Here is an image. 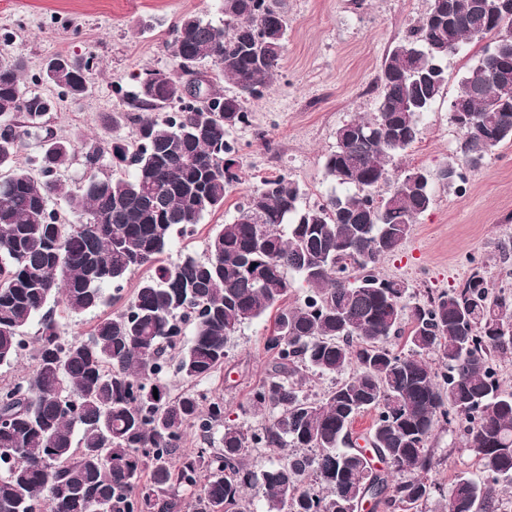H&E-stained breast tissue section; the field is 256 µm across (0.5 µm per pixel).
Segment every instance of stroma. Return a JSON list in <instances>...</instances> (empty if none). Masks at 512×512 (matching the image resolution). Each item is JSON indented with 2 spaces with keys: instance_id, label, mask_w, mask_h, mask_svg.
<instances>
[{
  "instance_id": "35a3bbf8",
  "label": "stroma",
  "mask_w": 512,
  "mask_h": 512,
  "mask_svg": "<svg viewBox=\"0 0 512 512\" xmlns=\"http://www.w3.org/2000/svg\"><path fill=\"white\" fill-rule=\"evenodd\" d=\"M280 5L289 22L280 73L261 99L248 102L251 126L232 134L240 146V182L223 208L174 242L168 261L204 256L216 225L232 221L244 196L264 178L288 175L304 190V203L326 199L335 184L326 177L324 162L337 128L373 116L376 78L386 56L427 14L431 0H280ZM186 13L216 25L224 20L220 0H0V56H22L31 76L56 55L89 61L92 89L83 99L59 96L46 83L37 90L56 100L47 122L58 137L75 141L94 135L107 141L132 129L128 122L117 130L110 124L113 112L125 108L121 88L146 69L176 71L169 29ZM482 49L473 43L449 56L445 93L425 115L395 176L414 167L437 171L459 154L462 136L450 120L449 103ZM260 131L265 140H257ZM433 191L432 207L415 219L401 250L380 260L377 274L407 282L420 298L456 287L479 266L494 290L512 293V143L467 170L460 188L437 184ZM271 324L266 316L238 331L223 371L196 385L223 397L225 408L252 427L262 418L242 407L266 373L264 337ZM430 446L438 461L433 477L442 486L474 471L447 426L437 428Z\"/></svg>"
}]
</instances>
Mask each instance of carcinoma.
Instances as JSON below:
<instances>
[{"mask_svg":"<svg viewBox=\"0 0 512 512\" xmlns=\"http://www.w3.org/2000/svg\"><path fill=\"white\" fill-rule=\"evenodd\" d=\"M222 11L221 25L192 14L174 23L178 73L134 76L123 93L130 112L112 114V129L133 128L105 144L55 137L46 128L54 99L26 87L21 59L0 57V367L28 353L35 361L30 375L0 386V512H177L185 495L192 512H250L256 489L267 512H357L366 498L385 512H426L431 502L434 512H503L496 486L512 485V388L495 358L512 350V294L490 288L477 267L413 303L408 284L376 266L433 203L429 182L391 171L446 85L448 56L487 37L453 98L463 140L461 157L439 170L443 186L512 143V0H432L385 59L377 112L336 129L325 172L341 192L303 207L297 182L266 178L233 222L217 225L204 257L173 263L175 236L239 183L230 132L251 125L244 103L270 88L285 48L288 17L271 0H222ZM204 62L216 79L189 99L185 78ZM147 75L155 84L145 92ZM221 77L236 95L216 87ZM42 81L74 99L91 88L86 64L67 57L31 78ZM32 142L36 177L17 163ZM106 156L127 175H99ZM78 157L86 179L70 192L60 173ZM59 194L67 217L49 207ZM142 270L127 305L96 317L84 338L63 336L57 309L94 313ZM290 272L305 288L291 307ZM269 311L266 375L247 401L264 425L244 428L220 398L171 391L167 367L187 381L224 369L230 337ZM394 336L409 353L388 346ZM432 354L441 368L427 363ZM307 372L339 380L310 400ZM365 414L361 447L352 425ZM441 424L463 438L476 468L449 489L431 477ZM188 430L207 447L177 458ZM250 448L291 452L258 474Z\"/></svg>","mask_w":512,"mask_h":512,"instance_id":"obj_1","label":"carcinoma"}]
</instances>
